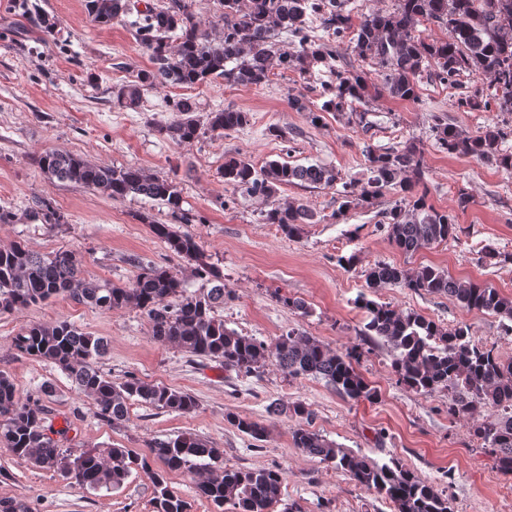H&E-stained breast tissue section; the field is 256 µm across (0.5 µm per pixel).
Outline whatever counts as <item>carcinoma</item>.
<instances>
[{"label":"carcinoma","mask_w":512,"mask_h":512,"mask_svg":"<svg viewBox=\"0 0 512 512\" xmlns=\"http://www.w3.org/2000/svg\"><path fill=\"white\" fill-rule=\"evenodd\" d=\"M195 0H169L164 8L147 7L140 13L136 37L149 53L153 66L122 85L116 101L123 108L139 106L146 91L172 84L186 88L222 78L230 85L261 86L275 71L293 70L313 77L327 70L314 92L319 111L362 119L357 104L369 97L365 73L348 69L336 50V39L353 34L351 51L378 66L382 83L393 99H417V81L431 69L441 81L468 72L488 81L491 93L460 98L459 105L478 111L493 101L500 112L512 113V0H397L391 11L373 10L354 18L349 0H221L222 27L207 29L194 9ZM86 9L98 25H110L127 13L129 0H86ZM319 24L328 39L314 35ZM432 23L445 31L441 39H426L417 27ZM289 33L291 42L277 41ZM171 120L159 128L166 138L191 144L205 128L229 135L250 122V113L232 107L201 117L190 97L168 104ZM432 133L436 144L451 154L468 156L512 170V151L503 148L512 135L487 125L467 134L437 116ZM368 177L356 185L343 183L342 202L334 213L340 218L351 209L370 204L386 190L397 188L401 204L386 215L388 239L406 257L448 242L456 236V215L427 204L418 193L423 174L420 147L366 149ZM50 178L96 190L112 200L143 196L180 210L176 184L139 167L114 168L67 150L51 149L39 157ZM224 185L242 190L266 205L264 220L289 237L300 235L302 225L318 223L317 214L302 204L277 199L278 188L298 181L331 187L338 174L323 166H293L270 161L260 169L236 153L224 154L220 169ZM30 216L47 224L63 217L46 204H37ZM150 231L186 263L193 276L214 281L206 292L186 294L185 280L166 265L147 263L126 284L85 275L80 257L71 250L42 254L23 241L0 245V313L14 312L64 297L77 304L109 310L134 309L143 313L152 339L192 357L218 361L227 372L251 374L274 363L283 374L313 376L326 381L340 395L373 400L376 391L353 366L351 356L320 340L290 331L270 346L224 326L215 307L229 292L221 275L207 262L196 236L170 224H151ZM366 284L375 294L402 285L427 294L453 298L468 311L490 312L511 322L512 297L486 283L451 277L432 265L405 267L378 262L366 270ZM356 304L367 313L362 335L390 348L392 365L409 388L425 394L448 391V416L472 419L471 435L494 457L496 468L512 476V359L503 360L491 348L474 342L469 327L444 329L416 312H403L359 295ZM28 356L55 363L91 401L95 413L117 426L127 420L137 401L170 413L191 414L198 408L194 395L179 389L128 377L121 382L97 367L107 350L102 337L84 332L67 321L33 324L13 340ZM490 409L497 415L480 417ZM269 413L300 420L292 431L294 447L346 473L358 485L388 499L394 512H452L448 498L397 461L379 463L355 453L302 424L311 416L302 403H271ZM227 422L256 441L267 438L268 428L240 414L225 415ZM0 446L37 467L58 471L92 490L121 487L132 470L149 474L154 487L155 512H188L187 502L166 485L168 471H194L195 490L224 512H270L282 497L284 474L266 467L242 470L220 464L221 453L197 434L184 432L149 445V455L130 448H89L74 454L60 448L45 426L38 404L22 402L13 380L0 373ZM163 470L155 472L150 462Z\"/></svg>","instance_id":"1"}]
</instances>
